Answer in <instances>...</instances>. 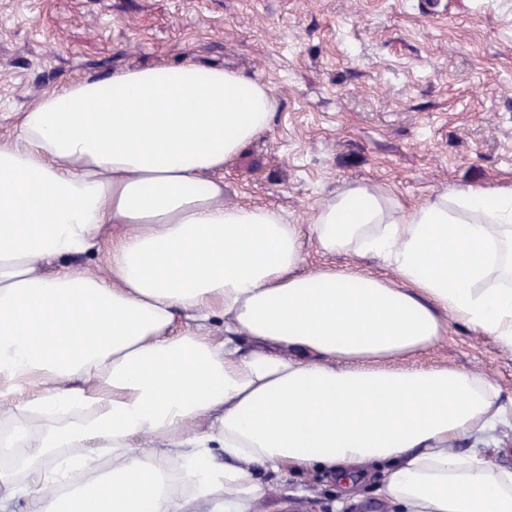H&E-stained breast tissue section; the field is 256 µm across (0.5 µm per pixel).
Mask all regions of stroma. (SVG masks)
Segmentation results:
<instances>
[{
  "label": "stroma",
  "mask_w": 512,
  "mask_h": 512,
  "mask_svg": "<svg viewBox=\"0 0 512 512\" xmlns=\"http://www.w3.org/2000/svg\"><path fill=\"white\" fill-rule=\"evenodd\" d=\"M0 0V136L40 91L185 58L269 87L268 131L224 164V196L309 224L337 187L411 202L512 185V0ZM414 365L458 367L512 395V352L449 321ZM512 467V420L457 440ZM254 512H393L373 493L337 510L326 472L263 475Z\"/></svg>",
  "instance_id": "35a3bbf8"
}]
</instances>
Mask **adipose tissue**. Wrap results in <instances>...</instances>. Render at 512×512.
Wrapping results in <instances>:
<instances>
[{"label": "adipose tissue", "instance_id": "ef3b65f1", "mask_svg": "<svg viewBox=\"0 0 512 512\" xmlns=\"http://www.w3.org/2000/svg\"><path fill=\"white\" fill-rule=\"evenodd\" d=\"M268 87L187 58L43 91L0 141V512H253L257 470L369 467L398 512H512L451 442L500 387L407 365L463 323L512 351V187L419 203L347 183L309 228L228 204ZM319 252L381 261L389 276ZM97 257L95 268L77 265Z\"/></svg>", "mask_w": 512, "mask_h": 512}]
</instances>
